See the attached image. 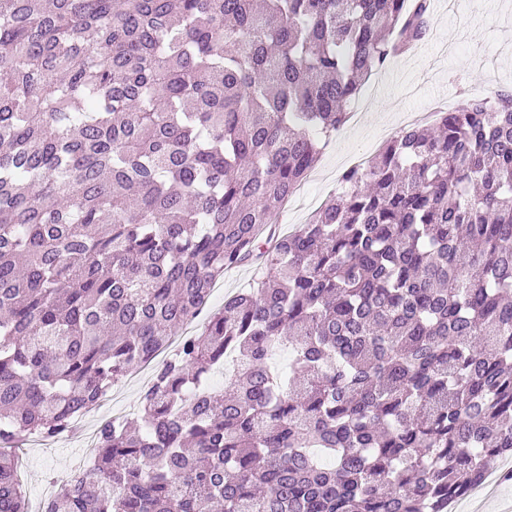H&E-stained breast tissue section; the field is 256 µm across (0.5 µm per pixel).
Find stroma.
<instances>
[{"mask_svg":"<svg viewBox=\"0 0 512 512\" xmlns=\"http://www.w3.org/2000/svg\"><path fill=\"white\" fill-rule=\"evenodd\" d=\"M469 86L496 91L512 86V0H434V18L427 38L412 51L393 58L363 87L359 114L329 141L319 161L301 183L306 199L292 198L275 218L277 233L308 223L324 202L340 192V177L360 156L372 157L411 120L432 122L435 112L453 108L460 78ZM255 268L242 265L225 272L203 312L185 335L200 332L225 298L251 287ZM157 368L150 362L132 369L112 388L104 405L88 409L73 427L52 438L23 435L18 443L23 483L32 512L57 492L58 480L77 474L92 459L98 430L112 414L134 420L141 395ZM448 512H512V480H503L481 494L453 502Z\"/></svg>","mask_w":512,"mask_h":512,"instance_id":"35a3bbf8","label":"stroma"}]
</instances>
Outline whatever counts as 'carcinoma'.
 Returning a JSON list of instances; mask_svg holds the SVG:
<instances>
[{"mask_svg":"<svg viewBox=\"0 0 512 512\" xmlns=\"http://www.w3.org/2000/svg\"><path fill=\"white\" fill-rule=\"evenodd\" d=\"M433 11L0 0V512H28L21 435L167 350L140 428L104 423L44 512H448L512 454V88L401 130L261 243ZM255 278L253 265H242L224 273L212 289L209 302L203 312L180 333L191 336L200 332L213 311L222 307L224 298L231 296L244 288H250Z\"/></svg>","mask_w":512,"mask_h":512,"instance_id":"carcinoma-1","label":"carcinoma"}]
</instances>
